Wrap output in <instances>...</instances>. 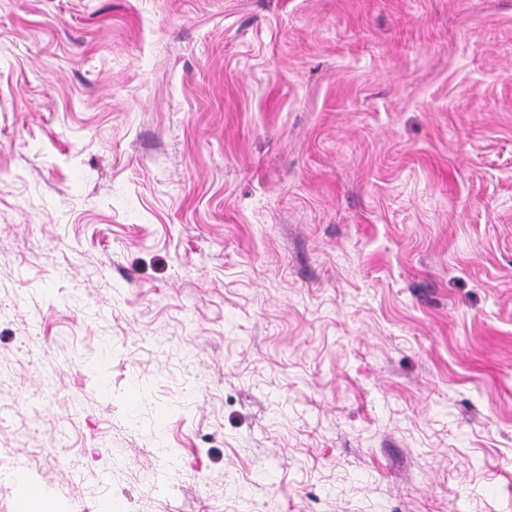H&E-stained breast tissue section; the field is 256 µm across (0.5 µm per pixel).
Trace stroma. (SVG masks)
<instances>
[{
	"instance_id": "obj_1",
	"label": "stroma",
	"mask_w": 512,
	"mask_h": 512,
	"mask_svg": "<svg viewBox=\"0 0 512 512\" xmlns=\"http://www.w3.org/2000/svg\"><path fill=\"white\" fill-rule=\"evenodd\" d=\"M0 365L60 512H512V0H0Z\"/></svg>"
}]
</instances>
